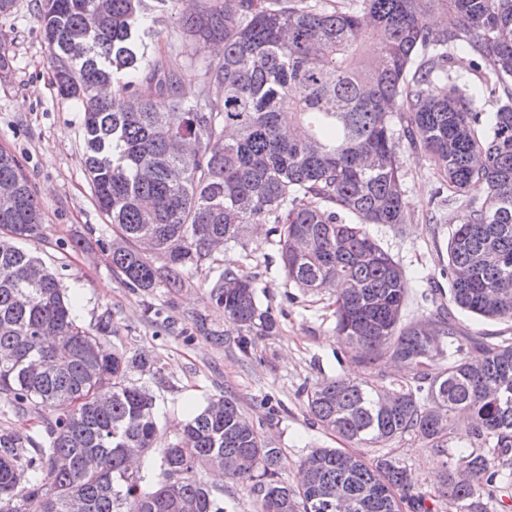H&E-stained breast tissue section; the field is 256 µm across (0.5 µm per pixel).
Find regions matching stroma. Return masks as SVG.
<instances>
[{
  "label": "stroma",
  "mask_w": 512,
  "mask_h": 512,
  "mask_svg": "<svg viewBox=\"0 0 512 512\" xmlns=\"http://www.w3.org/2000/svg\"><path fill=\"white\" fill-rule=\"evenodd\" d=\"M0 35L7 47V63L0 68V147L21 161L43 210L40 236L28 247L74 299L79 324L90 327L110 315L111 345L157 362L161 377L150 386L161 442L173 441L177 424L210 399L230 394L282 448L288 482H295L297 465L311 449L343 447V440L313 423L307 408V389L323 378L366 375L340 354L328 293L289 284L275 238L262 233L228 242L204 266L185 269L187 285L179 293L162 284L148 291L126 287L102 248L111 230L86 178L83 114L53 84L35 0H16L13 12L0 17ZM399 158L406 222L397 230L372 224L368 231L408 278L404 319L410 322L430 317L436 303L448 301L446 245L463 211L447 194H436L439 175L428 154L405 146ZM214 268L251 278L261 306L279 320L278 332L256 337L249 355L234 345L237 327L227 326L223 312L208 302ZM198 313L206 315L208 330L222 332L224 343L195 329L192 317ZM389 446L407 467L414 489L439 485L443 458L430 444L406 435Z\"/></svg>",
  "instance_id": "stroma-1"
}]
</instances>
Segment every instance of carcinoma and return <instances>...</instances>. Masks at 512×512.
<instances>
[{
	"mask_svg": "<svg viewBox=\"0 0 512 512\" xmlns=\"http://www.w3.org/2000/svg\"><path fill=\"white\" fill-rule=\"evenodd\" d=\"M36 2L57 90L83 112L87 176L124 284L179 291L183 268L244 226L268 224L288 281L334 297L343 353L409 373L316 383L311 416L364 451L314 448L295 485L282 476V449L231 395L158 445L155 396L131 379L160 376L156 362L103 347L108 318L80 326L56 275L17 246L38 238L42 210L1 147L0 187L13 198L0 201V393L39 418L48 446L0 434V512H224L205 470L246 486L259 512H310L329 487L346 496L343 512H439L448 498L460 512H488L492 500L509 512L497 478L512 470V340L463 334L453 309L512 319V0H198L178 17L190 40L180 63L142 50L143 37L162 35L156 14L179 0ZM433 9L451 17L447 27L432 29ZM213 41L224 42L217 61L203 56ZM461 46L478 92L449 76ZM187 68L200 82L192 102L178 94ZM164 95L170 108L159 112ZM404 143L431 156L465 210L446 246L448 307L428 320L434 350L404 321L405 272L367 230L406 220ZM208 296L241 326L243 355L277 332L247 277L217 270ZM457 414L470 420V451L443 462L432 492H412L397 458L365 453L412 434L443 455ZM150 451L156 471L131 466Z\"/></svg>",
	"mask_w": 512,
	"mask_h": 512,
	"instance_id": "carcinoma-1",
	"label": "carcinoma"
}]
</instances>
